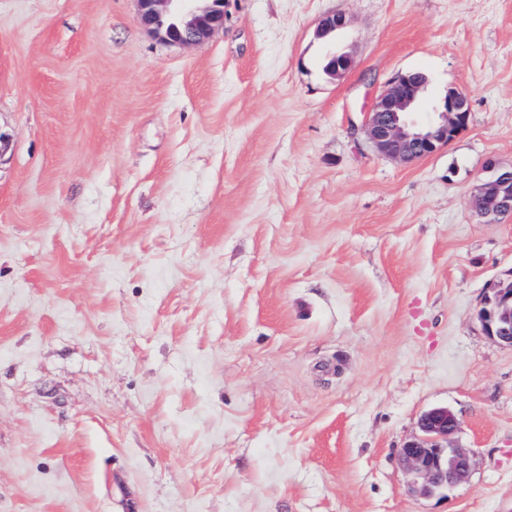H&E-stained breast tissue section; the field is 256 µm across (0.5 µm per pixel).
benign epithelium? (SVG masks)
<instances>
[{"mask_svg":"<svg viewBox=\"0 0 512 512\" xmlns=\"http://www.w3.org/2000/svg\"><path fill=\"white\" fill-rule=\"evenodd\" d=\"M137 0L141 24L163 41L192 45L206 41L224 29V0ZM342 13L322 18L317 33L324 36L346 27ZM353 60L346 53L332 56L328 72L339 77ZM428 86L422 72L396 76L373 101L361 127L375 150L395 161L409 164L450 144L467 127L468 96L450 90L431 103L433 119L421 124L413 119L420 111ZM486 224H498L512 215V166L488 164L485 176L469 202ZM477 317L483 331L498 344L512 348V278L487 288ZM459 428L456 415L446 407L425 411L418 421V434L399 449V463L410 477L413 490L427 497L450 492L462 483L471 469L468 449L453 443Z\"/></svg>","mask_w":512,"mask_h":512,"instance_id":"7a95c632","label":"benign epithelium"}]
</instances>
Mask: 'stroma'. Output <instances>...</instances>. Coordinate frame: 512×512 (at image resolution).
<instances>
[{"label": "stroma", "mask_w": 512, "mask_h": 512, "mask_svg": "<svg viewBox=\"0 0 512 512\" xmlns=\"http://www.w3.org/2000/svg\"><path fill=\"white\" fill-rule=\"evenodd\" d=\"M414 70L470 114L404 164L360 128ZM0 136V512H512L477 319L512 217L468 204L512 164V0H224L189 47L0 0ZM438 406L472 466L426 497L398 450Z\"/></svg>", "instance_id": "35a3bbf8"}]
</instances>
